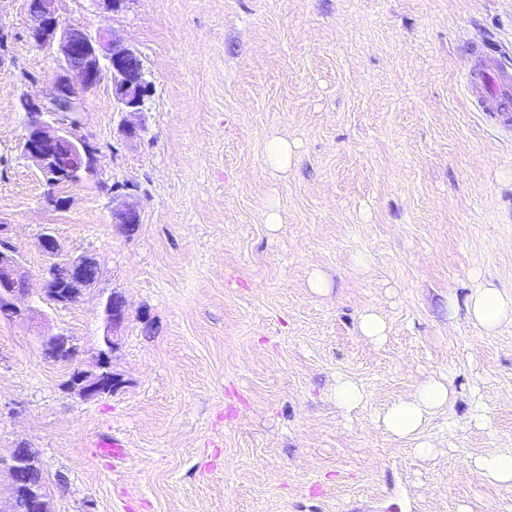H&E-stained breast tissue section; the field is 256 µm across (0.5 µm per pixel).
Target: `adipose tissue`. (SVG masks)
<instances>
[{
	"label": "adipose tissue",
	"mask_w": 512,
	"mask_h": 512,
	"mask_svg": "<svg viewBox=\"0 0 512 512\" xmlns=\"http://www.w3.org/2000/svg\"><path fill=\"white\" fill-rule=\"evenodd\" d=\"M468 319L485 331H493L512 323V294L490 284L473 289L466 299ZM446 383L429 380L420 383L410 395L394 404L384 415L386 432L398 438L413 437L426 416L447 405Z\"/></svg>",
	"instance_id": "adipose-tissue-1"
}]
</instances>
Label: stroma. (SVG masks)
Returning a JSON list of instances; mask_svg holds the SVG:
<instances>
[{"mask_svg": "<svg viewBox=\"0 0 512 512\" xmlns=\"http://www.w3.org/2000/svg\"><path fill=\"white\" fill-rule=\"evenodd\" d=\"M56 8L119 35L153 88L137 114L118 111L109 81L81 94L100 174L46 205L18 148L19 98L47 92L54 54L29 40L27 0H0V225L32 307L0 317V456L35 451L50 512H507L512 488L472 462L512 452V323L485 333L464 302L481 282L512 293V123L461 78L489 49L512 69V0ZM275 137L294 149L282 171L266 162ZM115 183L140 213L127 235L112 222ZM46 227L60 259L99 267L75 304L41 294ZM114 294L127 316L111 331ZM368 310L388 325L383 342L359 331ZM57 333L87 370L112 336L121 385L94 400L68 390L40 349ZM441 375L451 398L424 422L437 453L421 458L379 417ZM341 376L363 406H337ZM479 402L484 428L469 422ZM103 440L119 454L101 456Z\"/></svg>", "mask_w": 512, "mask_h": 512, "instance_id": "1", "label": "stroma"}]
</instances>
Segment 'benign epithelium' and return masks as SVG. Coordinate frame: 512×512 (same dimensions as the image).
I'll use <instances>...</instances> for the list:
<instances>
[{"label":"benign epithelium","mask_w":512,"mask_h":512,"mask_svg":"<svg viewBox=\"0 0 512 512\" xmlns=\"http://www.w3.org/2000/svg\"><path fill=\"white\" fill-rule=\"evenodd\" d=\"M55 2L57 0H30L28 4V36L37 46L54 53L57 70L47 97L38 99L25 95L20 99L25 114L20 151L50 187L46 202L61 208L66 199L56 195L53 189L95 178L99 151L79 133L78 124L61 119L60 113L77 111L80 94L92 90L104 79L112 84V97L119 111L141 112L152 91V82L135 50L115 35L109 39L62 21ZM64 140L73 141V150L70 157L62 161L56 156L55 148ZM113 199L119 201L114 210L119 227L128 230L140 223L138 211L122 201V195H115ZM38 243L50 259L60 251L59 242L48 227L40 233ZM55 267L54 262L46 267L42 293L49 301L62 306L77 302L81 290L91 287L99 273L97 263L84 255L70 258L66 274L61 278L55 276ZM28 295V273L19 251L8 238L0 236V308H7L16 317L25 316L30 308H23L18 302ZM104 313L111 330L125 320L126 305L114 296L106 301ZM104 344L106 349L99 352L96 373L80 367L77 347L64 334L42 337L41 349L46 358L69 368L66 388L87 400L111 393L101 387V379L106 378L111 385H116V377L109 367L112 337L104 336ZM27 461L28 458L17 454L0 461L11 482L8 504L0 505V512H14L17 495L25 483Z\"/></svg>","instance_id":"1"}]
</instances>
